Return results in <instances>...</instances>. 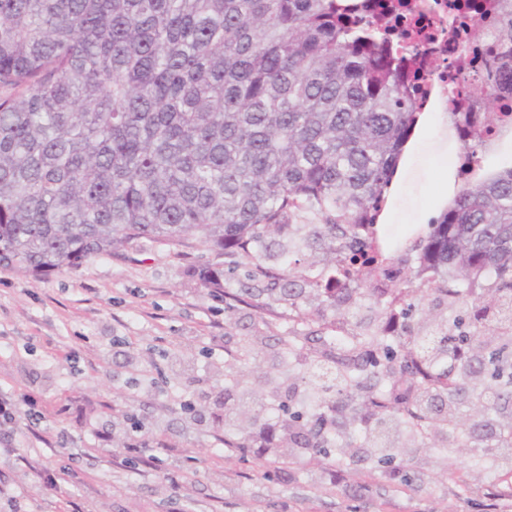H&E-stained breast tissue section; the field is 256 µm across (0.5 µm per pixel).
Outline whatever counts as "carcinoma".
I'll return each mask as SVG.
<instances>
[{"instance_id":"1","label":"carcinoma","mask_w":512,"mask_h":512,"mask_svg":"<svg viewBox=\"0 0 512 512\" xmlns=\"http://www.w3.org/2000/svg\"><path fill=\"white\" fill-rule=\"evenodd\" d=\"M410 0L364 22L336 0H0V264L40 278L142 238L196 246L267 282L304 322L305 287L283 231L319 241L337 280L362 294L386 274L377 220L421 112L387 44ZM470 155L485 127L463 112ZM306 214L318 224H295ZM419 287L493 279L494 302L460 322L388 342L347 331L343 354H303L321 404L347 393L353 420L388 450L401 427L432 448L463 446L458 396L495 416L512 449V170L470 179L419 239ZM278 252L280 265L266 261ZM330 336H285L294 353ZM323 412L290 413L316 436Z\"/></svg>"}]
</instances>
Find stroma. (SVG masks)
<instances>
[{"label":"stroma","mask_w":512,"mask_h":512,"mask_svg":"<svg viewBox=\"0 0 512 512\" xmlns=\"http://www.w3.org/2000/svg\"><path fill=\"white\" fill-rule=\"evenodd\" d=\"M461 144L435 129L404 158L380 235L409 234L438 217L451 188L444 167ZM216 258L141 239L112 257L39 279L0 267V397L31 403L36 421L0 429L13 454L0 488L23 512H512V478L478 448L445 452L408 431L394 451L407 478L383 472L350 423L346 452L286 458L261 426L281 406L309 411L314 391L302 355L286 353L288 305L252 296L243 272L221 293L199 278ZM486 283L459 285L454 303L415 291L440 320L464 317ZM307 336L332 322H378L373 295H313ZM252 353L242 357L244 344ZM260 427L246 458L224 443L226 423ZM146 445L131 456L130 445ZM60 479L43 497L41 476ZM181 486L172 499L171 483Z\"/></svg>","instance_id":"35a3bbf8"}]
</instances>
